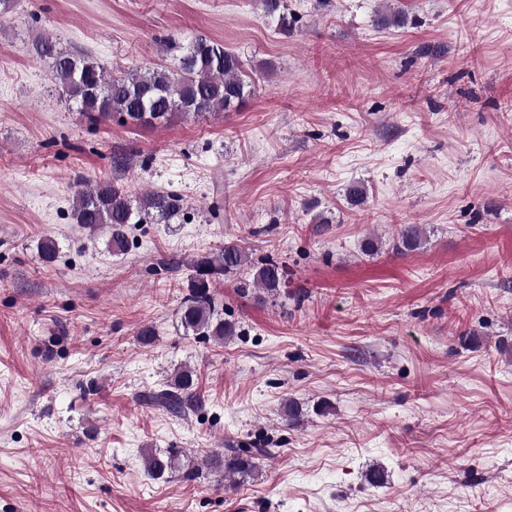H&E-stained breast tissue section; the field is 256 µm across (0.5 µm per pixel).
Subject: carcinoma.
<instances>
[{
    "label": "carcinoma",
    "mask_w": 512,
    "mask_h": 512,
    "mask_svg": "<svg viewBox=\"0 0 512 512\" xmlns=\"http://www.w3.org/2000/svg\"><path fill=\"white\" fill-rule=\"evenodd\" d=\"M263 6L269 15L278 17L279 31L286 33L292 29L294 17L288 15L283 0H263ZM376 25L381 29L401 28L405 25V14L386 5L377 15ZM33 50L49 62L52 79L92 123L117 115L125 125L157 127L178 115L227 111L242 105L255 84L238 55L207 38L189 44L170 68L136 67L119 77L107 74L87 52L60 48L50 34L42 35ZM346 199L352 206L363 205L366 187L359 183L350 185ZM182 209L183 198L172 191L154 189L133 196L123 186L103 181L83 185L75 192L72 216L84 228L106 232L109 250L120 255L128 249L127 225L166 223L180 215ZM426 240L424 225L403 224L393 236V247L400 253L413 252L423 247ZM38 250L43 262L52 263L57 257V242L45 237ZM193 268L191 291L181 307V324L197 336L220 342L234 335L235 326L216 309L210 293V281L215 275L236 274L245 269L248 275L239 280L238 288L270 296L278 293L285 278L283 265L272 259L260 266L250 265L246 248L233 241L224 243L213 257L195 259ZM149 398L172 413L194 409L201 403L194 371H178L169 388L153 392ZM180 456L181 451L176 448L148 450L143 457L145 470L160 478L177 469ZM210 465L224 469V477L234 484L257 469L253 457L239 448L210 458Z\"/></svg>",
    "instance_id": "carcinoma-1"
}]
</instances>
